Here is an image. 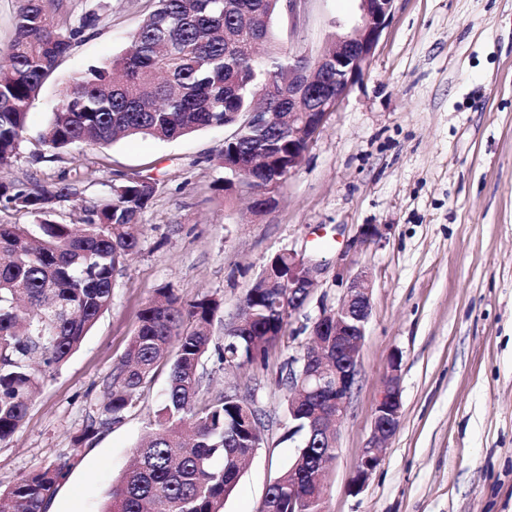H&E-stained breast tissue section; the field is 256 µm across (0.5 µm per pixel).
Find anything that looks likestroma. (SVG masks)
<instances>
[{"instance_id": "stroma-1", "label": "stroma", "mask_w": 512, "mask_h": 512, "mask_svg": "<svg viewBox=\"0 0 512 512\" xmlns=\"http://www.w3.org/2000/svg\"><path fill=\"white\" fill-rule=\"evenodd\" d=\"M104 2L98 26L63 59L30 109L29 139L0 178L79 181L84 204L113 180L155 178L139 245L115 276L110 307L76 351L41 377L24 421L0 442V490L68 460L48 512H101L132 451L154 428L166 388L158 375L122 420L89 440L102 382L124 356L153 290L223 301L212 326L224 341L241 299L276 253L318 252L325 270L265 365L224 368L204 359L201 398L250 396L262 441L224 512H258L271 482L298 452L285 440L287 377L321 307H336L337 276L365 271L372 311L324 512H512V0H395L377 48L310 142L266 212L222 191L220 129L160 141L148 136L79 144L46 158L38 133L70 77L119 54L152 0H62L75 15ZM359 0H301L274 19L280 45L318 50ZM368 224L379 237H360ZM400 355L401 424L359 493L348 489L371 437L392 355Z\"/></svg>"}]
</instances>
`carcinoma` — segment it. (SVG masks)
<instances>
[{
    "instance_id": "cac0c4a2",
    "label": "carcinoma",
    "mask_w": 512,
    "mask_h": 512,
    "mask_svg": "<svg viewBox=\"0 0 512 512\" xmlns=\"http://www.w3.org/2000/svg\"><path fill=\"white\" fill-rule=\"evenodd\" d=\"M282 8V0H153L127 51L72 79L40 143L56 152L232 126L220 154L227 169L260 158L250 187L277 184L288 172V70L302 65L271 26ZM58 9L54 0H20L0 55V165L20 155L30 107L60 60L100 21L99 5L72 20ZM260 111L275 116L263 126L242 125V113ZM154 193L147 179L129 177L83 207L84 223L61 224L50 216L57 202L77 197L74 185L0 181V200L33 217L37 228L0 224V441L21 426L39 374L65 361L110 306L115 273L138 247L136 228ZM287 275V253L265 264L243 299L245 326L230 324L222 344L210 336L218 298L184 301L162 287L144 304L125 356L103 383L98 425L83 437L120 420L163 364L167 389L157 428L113 484L105 512H223L261 438V413L234 397L199 401V366L212 346L222 363H266L288 327L276 316ZM319 440L314 434L269 487L264 512H289L296 490L308 496L307 512H323L315 482L325 469ZM68 470L60 461L22 477L0 491V512H47Z\"/></svg>"
}]
</instances>
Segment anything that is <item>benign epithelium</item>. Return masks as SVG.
I'll return each mask as SVG.
<instances>
[{"label": "benign epithelium", "mask_w": 512, "mask_h": 512, "mask_svg": "<svg viewBox=\"0 0 512 512\" xmlns=\"http://www.w3.org/2000/svg\"><path fill=\"white\" fill-rule=\"evenodd\" d=\"M395 0H360L359 19L344 32L328 36L331 50L306 54L305 66L288 80V111L294 123L288 126V140L309 145L326 116L344 97L375 52L383 30L393 14ZM322 263L288 251V316L301 311L322 274ZM344 295L334 308L321 309L309 335L323 336V346L336 351V363H328L308 353L295 360L297 375L311 393L321 397L304 406L293 396L288 399V438L306 437L329 421L339 425L347 411L356 383L361 348L371 316V286L365 272L343 280ZM400 357L391 360V374L385 380L372 416L371 438L364 448L350 487L360 491L382 461L381 441L392 437L402 417L401 387L398 378Z\"/></svg>", "instance_id": "7a95c632"}]
</instances>
